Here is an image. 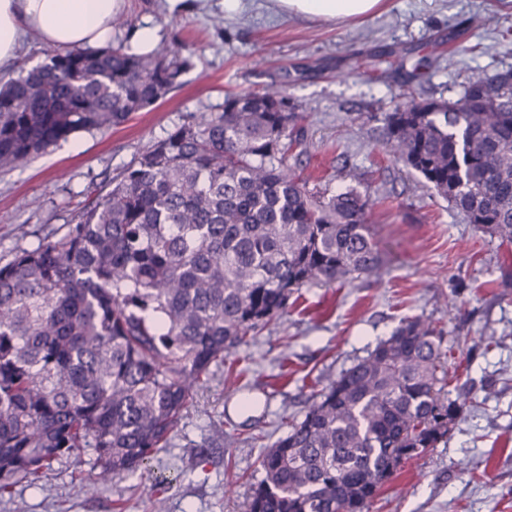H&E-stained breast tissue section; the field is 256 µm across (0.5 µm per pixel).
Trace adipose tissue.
<instances>
[{
    "mask_svg": "<svg viewBox=\"0 0 512 512\" xmlns=\"http://www.w3.org/2000/svg\"><path fill=\"white\" fill-rule=\"evenodd\" d=\"M124 0H0V68L11 65L27 36L59 48L112 43V20ZM386 0H275L279 10L324 21H351L377 12Z\"/></svg>",
    "mask_w": 512,
    "mask_h": 512,
    "instance_id": "adipose-tissue-1",
    "label": "adipose tissue"
}]
</instances>
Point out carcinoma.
<instances>
[{
  "instance_id": "obj_1",
  "label": "carcinoma",
  "mask_w": 512,
  "mask_h": 512,
  "mask_svg": "<svg viewBox=\"0 0 512 512\" xmlns=\"http://www.w3.org/2000/svg\"><path fill=\"white\" fill-rule=\"evenodd\" d=\"M191 66L178 44L63 50L0 75V170L119 126ZM300 106L280 88L138 153L60 237L0 266V492L89 449L97 478L149 465L212 368L310 284L374 273L369 195L317 194L288 165ZM382 146L482 231L512 240V69L458 98L408 94ZM441 329L405 318L264 449L248 512H367L400 466L447 438Z\"/></svg>"
}]
</instances>
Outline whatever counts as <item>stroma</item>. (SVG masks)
<instances>
[{
  "instance_id": "obj_1",
  "label": "stroma",
  "mask_w": 512,
  "mask_h": 512,
  "mask_svg": "<svg viewBox=\"0 0 512 512\" xmlns=\"http://www.w3.org/2000/svg\"><path fill=\"white\" fill-rule=\"evenodd\" d=\"M129 26L196 53L180 85L122 125L82 131L0 171V265L62 229L93 189L175 127L224 106L226 94L275 83L301 105L306 153L295 170L377 203L381 266L368 277L301 288L297 303L220 366L149 471L98 480L94 456L53 462L0 496V512H246L259 458L314 397L406 317L443 328L451 380L467 394L445 442L403 464L370 512H512V242L484 233L383 149V117L401 93L454 99L474 71L512 68V0H387L353 23L277 12L245 0L189 10L126 0ZM253 398L255 407L242 406Z\"/></svg>"
}]
</instances>
